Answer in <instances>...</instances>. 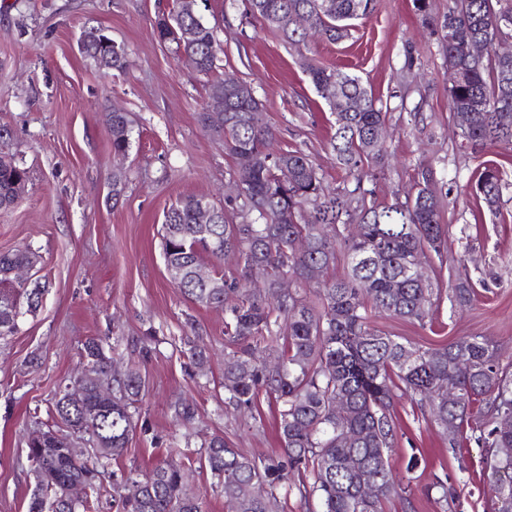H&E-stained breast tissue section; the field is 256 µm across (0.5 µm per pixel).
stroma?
I'll list each match as a JSON object with an SVG mask.
<instances>
[{"mask_svg":"<svg viewBox=\"0 0 512 512\" xmlns=\"http://www.w3.org/2000/svg\"><path fill=\"white\" fill-rule=\"evenodd\" d=\"M169 7L170 0H0V127L10 132L0 154L30 175L21 202L0 210V253L31 248L39 256L32 275L45 285L36 311L21 317L16 334L0 338V512H28L36 485L28 437L54 426L55 394L77 373L92 337L103 340L118 369L135 363L145 381L136 429L110 474L153 468L174 456L187 433L197 444L220 434L256 456L283 453L269 394L259 392L246 412L224 404L223 310L187 302L165 269L164 212L186 195L223 206L236 179L223 138L198 121L207 79L154 31ZM447 10L448 0H432L427 23L413 0H376L351 38L311 42L308 55L358 75L388 114V162L372 184L376 203L414 194L419 171L432 169L449 234L442 258L427 262V278L444 284L460 271L474 284L466 309L451 310L444 299L425 323L375 315L373 326L424 347L483 336L497 344L501 365L512 366V187L495 215L476 194L474 173L493 151L461 148L450 121L435 30ZM204 16L217 26L215 77L249 85L264 105L275 150L308 156L326 186H341L346 173L330 148L334 117L296 51L248 14L246 0H208ZM92 27L125 49L124 72L107 73L80 53V36ZM115 108L131 128L122 156L112 151L107 122ZM191 341L209 350L205 372L191 364ZM180 400L197 409L192 425L174 414ZM393 408L389 464L408 486L384 501L383 512H496L484 448L472 438L450 448L399 382ZM438 477L456 487L453 499L425 494Z\"/></svg>","mask_w":512,"mask_h":512,"instance_id":"1","label":"stroma"}]
</instances>
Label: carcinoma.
<instances>
[{"label": "carcinoma", "instance_id": "1", "mask_svg": "<svg viewBox=\"0 0 512 512\" xmlns=\"http://www.w3.org/2000/svg\"><path fill=\"white\" fill-rule=\"evenodd\" d=\"M374 0H248L252 17L300 51L315 35L340 41L351 34L354 21L370 13ZM311 19V29L292 24ZM440 41L450 73V118L467 144L512 152V55L495 51L503 31L512 33V0H448L440 22ZM158 38L176 44L180 53L198 57L197 74L214 72L215 27L202 14L190 15L172 0L155 27ZM84 31L80 51L100 68L122 72L128 65L123 47L112 38ZM311 84L336 114L331 147L350 180L327 189L312 162L303 154H273L274 133L264 120V105L251 90L210 84L208 99L224 102L220 122L202 112V126L224 138L234 159L243 191L228 203L242 200V222L229 221L227 209L216 210L209 224L197 222L204 196H188L164 212L165 266L176 269V283L193 304L221 307L224 323V399L236 409H249L265 390L278 404L277 427L284 448L279 457H256L232 447L221 435L182 455L198 456L224 494L227 512H268L269 503L298 476L295 488L304 499L317 498L321 512H383V501L399 494L389 457L396 432L392 387L399 379L418 397L420 410L433 422L460 434L477 413L489 424L478 425L476 441L486 448L485 470L497 499L498 512H512V430L498 419L512 414V374L500 368L498 348L484 336H470L442 347L422 348L391 336L369 321L372 309L388 317L422 322L429 314L435 287L412 271L416 256L441 254L448 225L441 223L442 201L430 170L421 171L413 198L392 204L368 203L373 190L372 167L384 159V144L372 143L374 131L385 126L386 113L361 78L339 69L307 65ZM484 120L471 123V114ZM112 150L123 155L131 129L121 111L109 113ZM291 174L279 182L278 166ZM29 175L16 160L0 162V208H10ZM506 183L499 165L488 161L475 190L490 210L498 208ZM300 239L306 247L294 251ZM232 261L237 276L227 281L214 273L202 283L195 275L201 254ZM34 252L20 249L0 254V313L26 298L36 311L45 286L12 284L11 272L28 264ZM343 257L344 274L324 279L315 298L303 295L313 271L326 272ZM265 270L264 287H241L253 267ZM295 287L281 288L283 278ZM474 298L467 278L448 284L451 307L464 309ZM81 386L83 403L57 394L53 410L67 430L57 440L45 431L28 438V458L39 477L29 512H65L54 504L67 485L83 481L93 490L108 460L122 454L136 427V404L144 389L140 372L129 369L112 377V358L101 341L84 345ZM114 385L112 403L100 400L107 380ZM458 391L448 403L445 391ZM346 402L336 413V400ZM377 493L366 499L362 487ZM115 512H204V501L191 485L189 469L164 461L152 470L123 476L112 483Z\"/></svg>", "mask_w": 512, "mask_h": 512}]
</instances>
